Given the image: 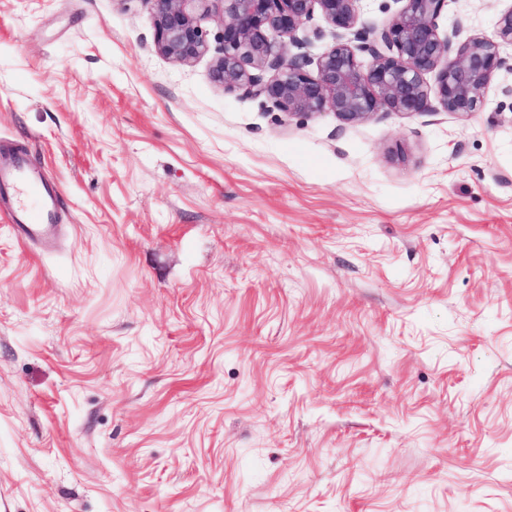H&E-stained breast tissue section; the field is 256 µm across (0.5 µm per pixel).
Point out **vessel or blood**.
<instances>
[{
	"label": "vessel or blood",
	"instance_id": "vessel-or-blood-1",
	"mask_svg": "<svg viewBox=\"0 0 512 512\" xmlns=\"http://www.w3.org/2000/svg\"><path fill=\"white\" fill-rule=\"evenodd\" d=\"M0 197L8 202V215L18 241L40 244L54 251L59 243V189L37 168L25 152L14 154L0 166Z\"/></svg>",
	"mask_w": 512,
	"mask_h": 512
}]
</instances>
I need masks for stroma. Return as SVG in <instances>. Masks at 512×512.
Masks as SVG:
<instances>
[{"label": "stroma", "instance_id": "obj_1", "mask_svg": "<svg viewBox=\"0 0 512 512\" xmlns=\"http://www.w3.org/2000/svg\"><path fill=\"white\" fill-rule=\"evenodd\" d=\"M512 0H448L454 43ZM151 0H0V512H512V48L458 115L286 116ZM59 193L58 187L30 164L24 151L0 166V196L5 203H12L8 215L20 242L38 243L49 252L58 247Z\"/></svg>", "mask_w": 512, "mask_h": 512}]
</instances>
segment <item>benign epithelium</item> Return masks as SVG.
<instances>
[{
  "instance_id": "benign-epithelium-1",
  "label": "benign epithelium",
  "mask_w": 512,
  "mask_h": 512,
  "mask_svg": "<svg viewBox=\"0 0 512 512\" xmlns=\"http://www.w3.org/2000/svg\"><path fill=\"white\" fill-rule=\"evenodd\" d=\"M155 45L163 56L189 63L208 51L200 13L215 8L224 28L212 80L224 91L264 97L294 116L327 110L347 124L378 112L469 114L486 104V88L503 66L500 47L512 46V9L502 13L494 37L455 45L439 31L447 0H403V8L380 32L360 31V0H151ZM320 12L335 41L306 71L305 21ZM361 44H352V39ZM370 57L367 65L357 52ZM273 72L270 78L264 74ZM436 73L435 87L423 79Z\"/></svg>"
}]
</instances>
